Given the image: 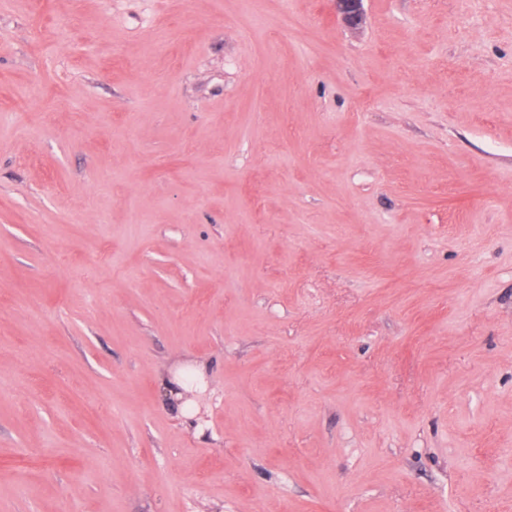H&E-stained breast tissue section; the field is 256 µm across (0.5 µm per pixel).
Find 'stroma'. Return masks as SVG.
<instances>
[{
  "mask_svg": "<svg viewBox=\"0 0 512 512\" xmlns=\"http://www.w3.org/2000/svg\"><path fill=\"white\" fill-rule=\"evenodd\" d=\"M363 9L0 0V512H512V0Z\"/></svg>",
  "mask_w": 512,
  "mask_h": 512,
  "instance_id": "obj_1",
  "label": "stroma"
}]
</instances>
